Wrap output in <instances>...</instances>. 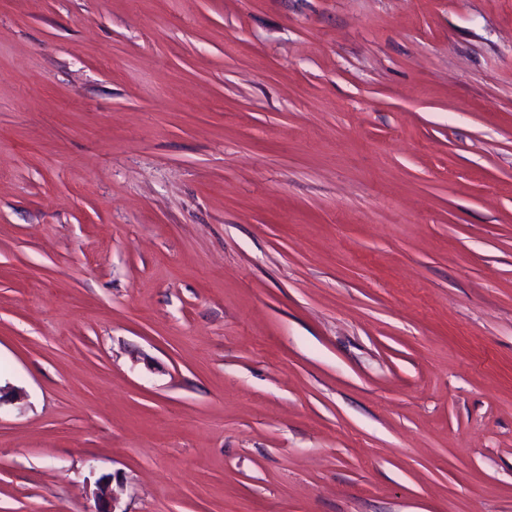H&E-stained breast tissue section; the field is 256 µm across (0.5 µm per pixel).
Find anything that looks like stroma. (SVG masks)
<instances>
[{"instance_id":"35a3bbf8","label":"stroma","mask_w":512,"mask_h":512,"mask_svg":"<svg viewBox=\"0 0 512 512\" xmlns=\"http://www.w3.org/2000/svg\"><path fill=\"white\" fill-rule=\"evenodd\" d=\"M0 512H512V0H0ZM112 480L110 476H103L95 482L94 499L96 510L92 512H120L117 510V498L113 492Z\"/></svg>"}]
</instances>
